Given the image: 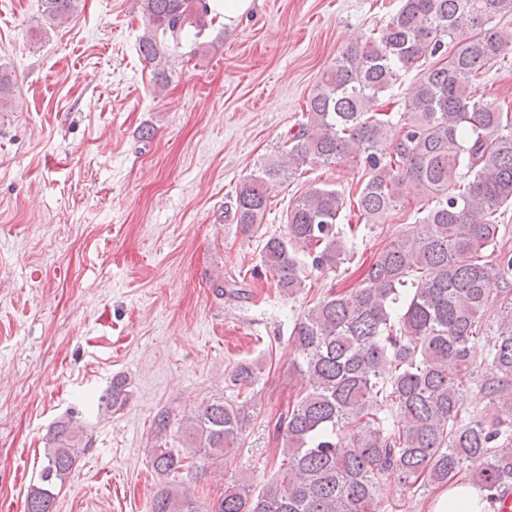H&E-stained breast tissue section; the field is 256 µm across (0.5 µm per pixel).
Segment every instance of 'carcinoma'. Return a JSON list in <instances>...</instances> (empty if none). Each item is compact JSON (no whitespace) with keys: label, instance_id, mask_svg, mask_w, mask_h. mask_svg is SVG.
<instances>
[{"label":"carcinoma","instance_id":"cac0c4a2","mask_svg":"<svg viewBox=\"0 0 512 512\" xmlns=\"http://www.w3.org/2000/svg\"><path fill=\"white\" fill-rule=\"evenodd\" d=\"M44 3L48 18L63 22L78 0ZM509 12L512 0H402L380 34L349 45L323 76L281 158L236 188L233 218L248 233L263 224L271 189L296 167L345 159L366 171L353 201L316 188L288 209L286 231L265 241L262 263L292 298L308 286L300 256L324 275L348 260L338 227L346 205L377 224L401 203L406 182L435 204L378 250L362 287L331 290L295 323L292 363L304 388L275 423L283 445L276 476L255 494L235 481L212 505L169 482L150 512H383L377 490L385 480L413 489L462 476L497 502L512 481V424L499 415L512 408V251L499 246L496 221L512 206V113L477 95V85L512 48V33L494 24ZM142 14L140 52L159 65L186 31L202 34L209 8L206 0H142ZM449 39L458 48L410 90L392 151L381 153L393 116L368 106L421 60L442 56ZM245 286L236 277L220 284L235 299L249 294ZM495 301L504 310L489 335L482 319ZM481 369L493 412L473 417L465 403ZM260 372L256 361L238 364L229 381L243 401H207L174 432L169 413H158L156 473L174 475L187 460L169 437L202 463H224L242 440L244 404L257 396ZM126 402L125 381L112 380L110 407ZM83 433L69 420L53 427L25 512H55L56 487L75 468Z\"/></svg>","mask_w":512,"mask_h":512}]
</instances>
